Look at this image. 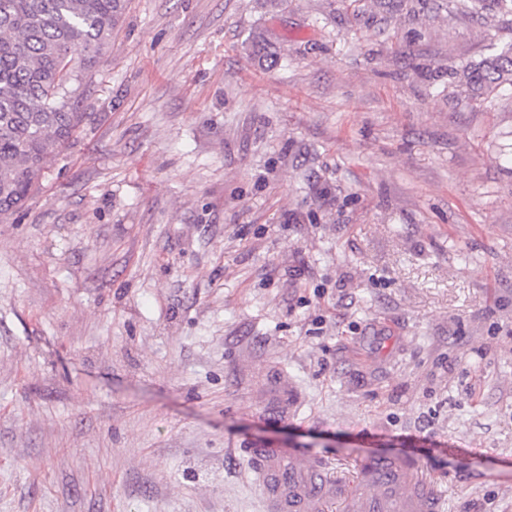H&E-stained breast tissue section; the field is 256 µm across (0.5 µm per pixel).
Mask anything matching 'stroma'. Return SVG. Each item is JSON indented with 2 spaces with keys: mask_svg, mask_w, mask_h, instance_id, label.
<instances>
[{
  "mask_svg": "<svg viewBox=\"0 0 512 512\" xmlns=\"http://www.w3.org/2000/svg\"><path fill=\"white\" fill-rule=\"evenodd\" d=\"M446 0H128L0 215V512H266L250 447L512 512V92ZM476 97H488L512 90V44L496 51L478 64L450 73Z\"/></svg>",
  "mask_w": 512,
  "mask_h": 512,
  "instance_id": "35a3bbf8",
  "label": "stroma"
}]
</instances>
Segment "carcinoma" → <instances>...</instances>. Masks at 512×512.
<instances>
[{
  "label": "carcinoma",
  "mask_w": 512,
  "mask_h": 512,
  "mask_svg": "<svg viewBox=\"0 0 512 512\" xmlns=\"http://www.w3.org/2000/svg\"><path fill=\"white\" fill-rule=\"evenodd\" d=\"M512 0H454L464 10ZM127 0H0V214L36 191L47 162L83 121L74 94L101 64ZM477 97L512 89V44L450 73Z\"/></svg>",
  "instance_id": "carcinoma-1"
}]
</instances>
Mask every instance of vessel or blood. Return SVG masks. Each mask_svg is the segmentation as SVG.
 <instances>
[{"mask_svg": "<svg viewBox=\"0 0 512 512\" xmlns=\"http://www.w3.org/2000/svg\"><path fill=\"white\" fill-rule=\"evenodd\" d=\"M247 454L269 512H319L329 499L345 498L347 512H439V499L414 481V457L377 455L356 463L358 491H349L325 464L303 453L251 448Z\"/></svg>", "mask_w": 512, "mask_h": 512, "instance_id": "obj_1", "label": "vessel or blood"}]
</instances>
